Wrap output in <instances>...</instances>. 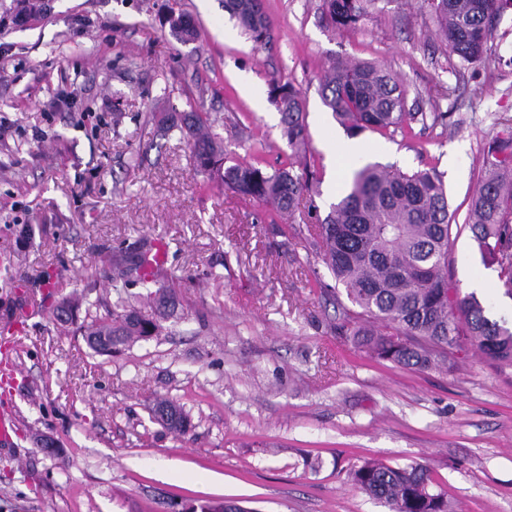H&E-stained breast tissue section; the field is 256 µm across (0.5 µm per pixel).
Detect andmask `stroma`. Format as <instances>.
<instances>
[{
  "label": "stroma",
  "mask_w": 512,
  "mask_h": 512,
  "mask_svg": "<svg viewBox=\"0 0 512 512\" xmlns=\"http://www.w3.org/2000/svg\"><path fill=\"white\" fill-rule=\"evenodd\" d=\"M262 46L241 36L223 0H49L15 21L0 0V336L19 372L0 384L18 429L0 445V512H167L171 501H231L243 512H388L347 479L359 459L421 464L452 512H512V367L471 343L455 365L424 372L379 362L338 335L320 293L333 278L291 234L340 199L355 163L435 168L464 223L489 143L512 126V12L487 46L495 72L461 65L435 32L428 0H375L354 28L330 24L322 0H262ZM181 12L199 36L179 41ZM372 60L405 81L414 110L444 112L410 135L348 134L321 97L333 61ZM305 100L307 154L321 181L316 214L293 220L197 172L162 113L210 114L229 158L287 164L272 79ZM151 236L166 245L164 283L179 305L160 335L95 354L54 320L65 297L111 295L104 260ZM448 280L469 283L512 319V297L469 232ZM176 401L180 433L157 423ZM56 439L61 458L41 452ZM172 33L182 42L193 41L197 37L195 23L183 13L172 12L167 18Z\"/></svg>",
  "instance_id": "35a3bbf8"
}]
</instances>
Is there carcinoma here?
Listing matches in <instances>:
<instances>
[{"mask_svg":"<svg viewBox=\"0 0 512 512\" xmlns=\"http://www.w3.org/2000/svg\"><path fill=\"white\" fill-rule=\"evenodd\" d=\"M370 0H323L330 21L339 27L355 26ZM434 23L451 54L463 64L481 63L487 71L501 58L488 52L493 26L512 0H432ZM224 8L241 32L257 46L269 38L271 20L254 0H224ZM172 33L182 42L197 37L195 23L183 13L167 18ZM325 105L335 119L353 133L364 130L382 135L411 132V123L432 120L443 112H411L406 107L403 79L391 67L372 61L336 60L320 80ZM273 101L281 113L283 136L291 150L288 165L271 171L246 163H228L224 140L211 131L206 112L167 114L166 129L180 130L190 143L196 169L220 176L234 192L290 212L309 195L314 172H294V159L306 143L304 99L289 83L272 81ZM483 177L472 196L469 216L453 225L448 194L435 169L404 172L366 164L356 168L349 191L327 216L318 221L313 239L323 261L343 291H331L339 312L337 329L352 334L370 355L413 370L445 365L454 351L468 341L489 360L512 367V326L490 319L475 294L460 296L448 282L452 233L468 229L478 243L483 261L495 268L505 293L512 296V129L497 136L482 161ZM158 242L142 240L133 251L119 249L109 258L116 278L128 284L154 283L159 268ZM160 319L149 320L132 308L129 299H98L88 303L84 332L88 347L110 355L129 339L160 334L164 310L176 305L166 286L153 292ZM174 420L163 425L186 427L182 407L164 400ZM348 481L380 501L389 512H449L448 499L429 468L391 466L365 459L347 471Z\"/></svg>","mask_w":512,"mask_h":512,"instance_id":"cac0c4a2","label":"carcinoma"}]
</instances>
